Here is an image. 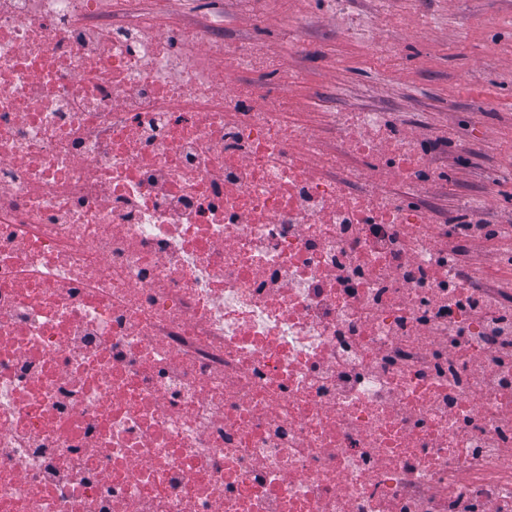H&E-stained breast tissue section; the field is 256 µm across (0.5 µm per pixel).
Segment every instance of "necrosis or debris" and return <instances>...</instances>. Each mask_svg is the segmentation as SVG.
I'll use <instances>...</instances> for the list:
<instances>
[{"label": "necrosis or debris", "instance_id": "necrosis-or-debris-1", "mask_svg": "<svg viewBox=\"0 0 512 512\" xmlns=\"http://www.w3.org/2000/svg\"><path fill=\"white\" fill-rule=\"evenodd\" d=\"M303 82L0 0V512H512V230L469 266L422 145L323 104L325 149Z\"/></svg>", "mask_w": 512, "mask_h": 512}]
</instances>
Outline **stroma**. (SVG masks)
Instances as JSON below:
<instances>
[{
    "label": "stroma",
    "mask_w": 512,
    "mask_h": 512,
    "mask_svg": "<svg viewBox=\"0 0 512 512\" xmlns=\"http://www.w3.org/2000/svg\"><path fill=\"white\" fill-rule=\"evenodd\" d=\"M387 28L348 37L344 19L318 0H172L163 30L225 19V36H246L254 54L279 52L302 68L301 100L332 99L336 111L377 108L422 142L447 182L428 187L437 213L485 196L487 224L512 221V0H392ZM394 59L366 56L369 39Z\"/></svg>",
    "instance_id": "35a3bbf8"
}]
</instances>
